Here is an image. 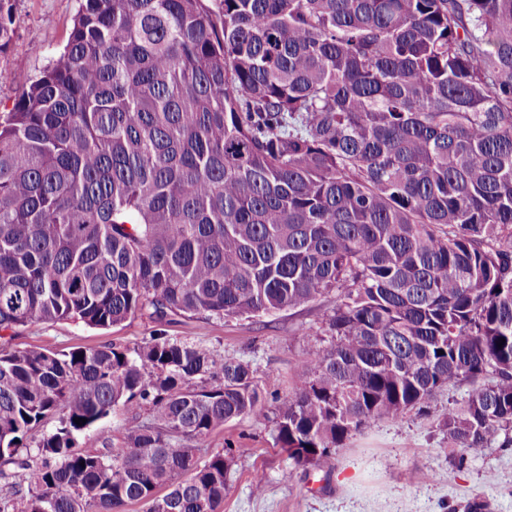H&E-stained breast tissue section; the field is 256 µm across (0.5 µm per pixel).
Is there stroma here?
Instances as JSON below:
<instances>
[{"label": "stroma", "instance_id": "stroma-1", "mask_svg": "<svg viewBox=\"0 0 512 512\" xmlns=\"http://www.w3.org/2000/svg\"><path fill=\"white\" fill-rule=\"evenodd\" d=\"M13 39L0 54V112L52 63L66 43L81 0H10ZM334 306L318 302L313 312L285 310L252 318L183 317L166 328L177 341L209 349L215 356L249 362L266 401L287 395L295 371L308 352L328 344L321 323ZM156 328L149 313L136 314L106 329L70 320L31 323L13 329L0 348L56 351L114 344L134 347ZM467 385L440 390L430 406L411 410L398 422L380 421L352 433L319 467L290 470L287 453L274 443L273 416L244 417L226 423L199 441L203 454L234 442L244 454L233 467L221 512H466L479 500L486 512H512V448H495L463 468L448 459L441 427L449 407L462 405ZM129 417L123 407L77 438L85 451L122 447ZM267 481L254 492L252 477Z\"/></svg>", "mask_w": 512, "mask_h": 512}]
</instances>
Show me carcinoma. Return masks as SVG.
Masks as SVG:
<instances>
[{"instance_id":"cac0c4a2","label":"carcinoma","mask_w":512,"mask_h":512,"mask_svg":"<svg viewBox=\"0 0 512 512\" xmlns=\"http://www.w3.org/2000/svg\"><path fill=\"white\" fill-rule=\"evenodd\" d=\"M330 294V344L274 406L294 466L463 383L454 464L512 446V0H84L0 112V332ZM119 405L152 420L77 450ZM264 409L248 362L161 329L1 352L0 462L24 477L0 512H218L243 449L195 442Z\"/></svg>"}]
</instances>
